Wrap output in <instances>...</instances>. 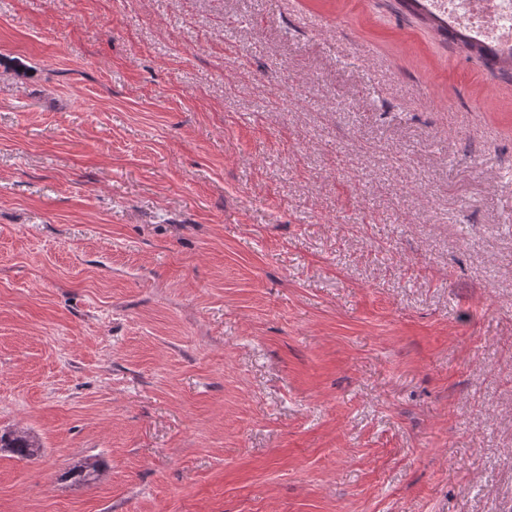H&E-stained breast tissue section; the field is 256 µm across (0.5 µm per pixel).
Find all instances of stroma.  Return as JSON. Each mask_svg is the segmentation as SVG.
I'll list each match as a JSON object with an SVG mask.
<instances>
[{
	"label": "stroma",
	"instance_id": "obj_1",
	"mask_svg": "<svg viewBox=\"0 0 512 512\" xmlns=\"http://www.w3.org/2000/svg\"><path fill=\"white\" fill-rule=\"evenodd\" d=\"M1 429L0 512H512V81L394 0H0ZM0 448H9L18 457L30 459L36 456L42 447L33 436L15 430L0 434Z\"/></svg>",
	"mask_w": 512,
	"mask_h": 512
}]
</instances>
